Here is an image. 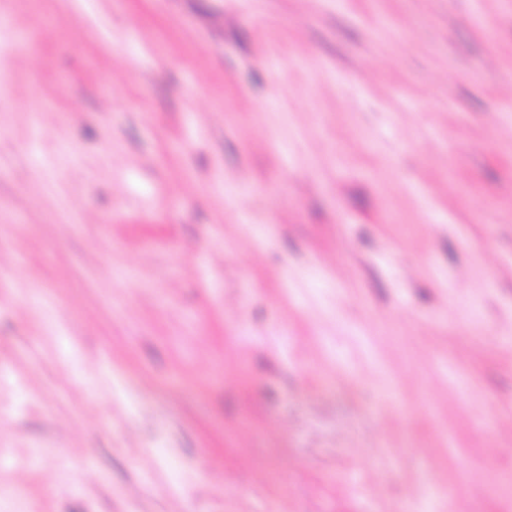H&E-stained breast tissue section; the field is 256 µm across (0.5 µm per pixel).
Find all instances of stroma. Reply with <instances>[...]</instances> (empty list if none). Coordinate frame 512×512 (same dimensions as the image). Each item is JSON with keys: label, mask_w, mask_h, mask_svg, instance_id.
I'll use <instances>...</instances> for the list:
<instances>
[{"label": "stroma", "mask_w": 512, "mask_h": 512, "mask_svg": "<svg viewBox=\"0 0 512 512\" xmlns=\"http://www.w3.org/2000/svg\"><path fill=\"white\" fill-rule=\"evenodd\" d=\"M512 0H0V512H512Z\"/></svg>", "instance_id": "35a3bbf8"}]
</instances>
